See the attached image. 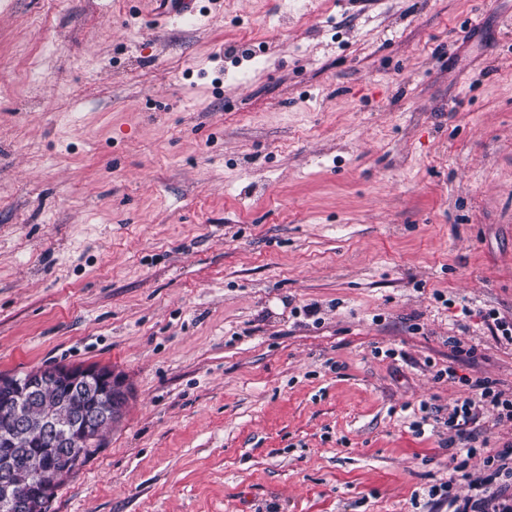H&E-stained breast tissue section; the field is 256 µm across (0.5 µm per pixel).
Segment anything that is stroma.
I'll use <instances>...</instances> for the list:
<instances>
[{"mask_svg":"<svg viewBox=\"0 0 512 512\" xmlns=\"http://www.w3.org/2000/svg\"><path fill=\"white\" fill-rule=\"evenodd\" d=\"M284 2L0 0V374L132 391L46 512L468 491L411 424L512 392V0ZM158 5L155 15L173 24H185L195 18L197 0H150Z\"/></svg>","mask_w":512,"mask_h":512,"instance_id":"stroma-1","label":"stroma"}]
</instances>
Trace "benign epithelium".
Here are the masks:
<instances>
[{"label": "benign epithelium", "mask_w": 512, "mask_h": 512, "mask_svg": "<svg viewBox=\"0 0 512 512\" xmlns=\"http://www.w3.org/2000/svg\"><path fill=\"white\" fill-rule=\"evenodd\" d=\"M60 384H68L90 395L96 396L97 405L90 409L82 403L64 402L67 411L63 415L50 414L35 419L28 412H9L5 415L6 425L21 440L32 431L40 432L41 441L52 448L61 449L60 454H50L42 461L45 474H56L57 458L62 456L72 462H78L82 456L84 438L96 434L104 427L117 421L129 398V391L123 378L115 373L99 368H82L78 372L46 367L30 374L24 380L0 378V390L25 389L36 405L41 395L48 389ZM17 469L13 460L6 455L0 459V490L8 497L7 507L11 512H27L29 493L17 489L15 477Z\"/></svg>", "instance_id": "7a95c632"}]
</instances>
